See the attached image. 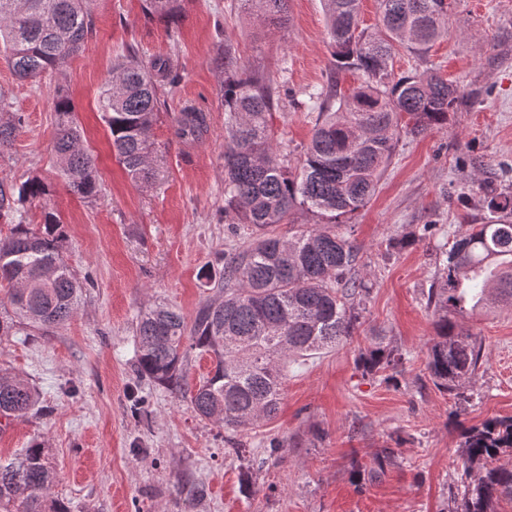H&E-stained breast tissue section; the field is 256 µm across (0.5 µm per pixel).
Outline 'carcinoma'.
I'll use <instances>...</instances> for the list:
<instances>
[{
    "mask_svg": "<svg viewBox=\"0 0 512 512\" xmlns=\"http://www.w3.org/2000/svg\"><path fill=\"white\" fill-rule=\"evenodd\" d=\"M94 0H0V46L14 74L37 80L79 53L93 26ZM190 0H144V10L178 19ZM262 27L288 25V0H239ZM381 28L360 27V0H322L338 71L356 70L363 81L348 93L336 82L308 93L317 112L310 142L296 166L281 159L271 129L280 81L262 70L242 67L224 44V207L246 225L245 247L224 255L219 279L222 299L201 303L192 322L159 305L141 313L135 327L138 376L188 400L200 418L224 424L229 452L245 449L237 431L271 420L282 395V365L317 355L353 336L360 306L371 292L359 274L360 249L343 226L375 196L396 148L448 124V113L464 99L460 87L431 69L396 75L394 58L403 47L420 55L448 33L451 0H378ZM167 61L144 62L129 48L112 66L100 94L102 120L112 148L130 178L154 185L161 165L151 131L163 88L179 82ZM58 115L54 154L70 193L98 192L94 160L83 145L73 103L56 91ZM23 116L0 91V153L13 145ZM204 116L186 108L175 119V135L197 141ZM496 220L473 224L470 232L441 252L445 277L431 284L433 338L427 370L434 385L457 397L471 390L483 361L482 343L458 329L448 314L512 306V192L472 177ZM48 195L32 178L19 186L0 179V217ZM301 208L322 226L289 238L274 233L291 211ZM68 234L58 216L44 212L37 231L15 224L0 236V284L9 305L0 316V335L33 336L68 321L83 284L64 260ZM211 357L213 368L192 390L186 377L191 354ZM401 350L382 341L360 351L358 368L375 378L403 365ZM26 380L0 373V419L28 414L37 404ZM463 490L454 512H501L512 504V416L493 417L462 431ZM55 472L48 449L34 442L0 460V512H70L53 496Z\"/></svg>",
    "mask_w": 512,
    "mask_h": 512,
    "instance_id": "carcinoma-1",
    "label": "carcinoma"
}]
</instances>
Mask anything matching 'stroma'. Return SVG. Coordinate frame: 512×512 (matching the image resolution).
Segmentation results:
<instances>
[{"label": "stroma", "mask_w": 512, "mask_h": 512, "mask_svg": "<svg viewBox=\"0 0 512 512\" xmlns=\"http://www.w3.org/2000/svg\"><path fill=\"white\" fill-rule=\"evenodd\" d=\"M289 14L288 27L270 33L237 0H192L175 23L145 14L143 0H97L83 50L40 82L19 80L0 52V89L25 117L0 154V178L48 185L23 219L35 229L45 209L60 216L65 257L85 285L74 316L51 335L0 338V368L39 394L36 413L0 430V459L43 442L57 474L53 493L71 512H453L461 429L512 416L511 308L457 319L483 347L469 400L439 391L426 369L435 335L427 292L444 274L436 256L489 218L477 191L458 199L471 160L512 191V0H455L447 36L427 54L398 50L396 74L439 69L467 102L441 129L403 139L377 194L351 216L374 283L362 324L352 341L285 365L276 417L237 435L258 455L269 441L281 444L250 485L242 483L247 460L224 453L222 425L136 378L139 312L161 303L193 319L219 296L204 270L222 268L225 252L244 241L224 209L225 43L246 68L284 71L272 117L281 154L297 162L311 137L307 94L326 85L332 49L321 0H289ZM130 47L146 61L167 58L180 76L152 131L163 163L152 188L118 163L98 109L114 59ZM59 87L95 159L99 192L91 199L72 195L55 168ZM187 106L206 116L202 142L174 134L173 118ZM425 224L430 233L388 253L390 238ZM379 337L407 354L391 383L362 377L356 366L360 348ZM197 488L203 498H192Z\"/></svg>", "instance_id": "1"}]
</instances>
